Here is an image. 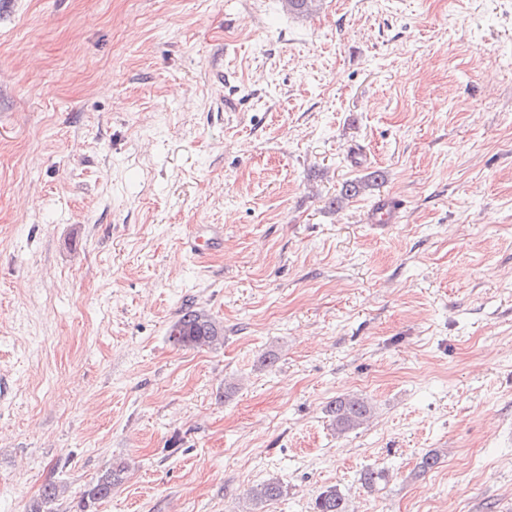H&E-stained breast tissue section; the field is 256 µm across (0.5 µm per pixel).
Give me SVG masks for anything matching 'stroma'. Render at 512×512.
<instances>
[{
	"mask_svg": "<svg viewBox=\"0 0 512 512\" xmlns=\"http://www.w3.org/2000/svg\"><path fill=\"white\" fill-rule=\"evenodd\" d=\"M119 459L96 512H512V0H0V512ZM402 206L401 201L386 197L376 202L369 212V222L371 224H393L400 217ZM224 227L220 224H209L202 231L187 240L186 246L192 255L207 254L224 244ZM168 337L179 347L218 349L224 345V328L206 313L186 310L171 325ZM373 406L361 397H338L329 405L328 413L332 417L336 432L344 434L358 428L371 415ZM284 495L283 485L279 480L269 479L250 489L248 492V504L256 507L259 504L278 500ZM314 512H349L345 494L336 486L319 493L315 499Z\"/></svg>",
	"mask_w": 512,
	"mask_h": 512,
	"instance_id": "1",
	"label": "stroma"
}]
</instances>
